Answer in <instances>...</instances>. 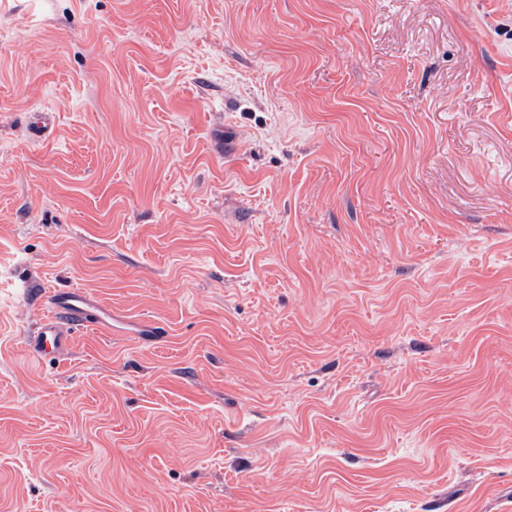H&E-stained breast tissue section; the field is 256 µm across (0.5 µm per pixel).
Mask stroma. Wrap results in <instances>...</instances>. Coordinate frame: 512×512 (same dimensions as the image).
I'll use <instances>...</instances> for the list:
<instances>
[{
	"instance_id": "1",
	"label": "stroma",
	"mask_w": 512,
	"mask_h": 512,
	"mask_svg": "<svg viewBox=\"0 0 512 512\" xmlns=\"http://www.w3.org/2000/svg\"><path fill=\"white\" fill-rule=\"evenodd\" d=\"M0 512H512V0H0ZM39 303L44 315L34 336L27 339L28 350L38 358L63 355L77 327H92L105 334L113 330L112 312L80 288L46 291Z\"/></svg>"
}]
</instances>
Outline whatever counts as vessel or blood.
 I'll use <instances>...</instances> for the list:
<instances>
[{
  "instance_id": "vessel-or-blood-1",
  "label": "vessel or blood",
  "mask_w": 512,
  "mask_h": 512,
  "mask_svg": "<svg viewBox=\"0 0 512 512\" xmlns=\"http://www.w3.org/2000/svg\"><path fill=\"white\" fill-rule=\"evenodd\" d=\"M39 303L44 315L27 347L37 357L64 354L76 328L92 327L103 333L113 330L112 314L98 300L79 288L44 292Z\"/></svg>"
}]
</instances>
